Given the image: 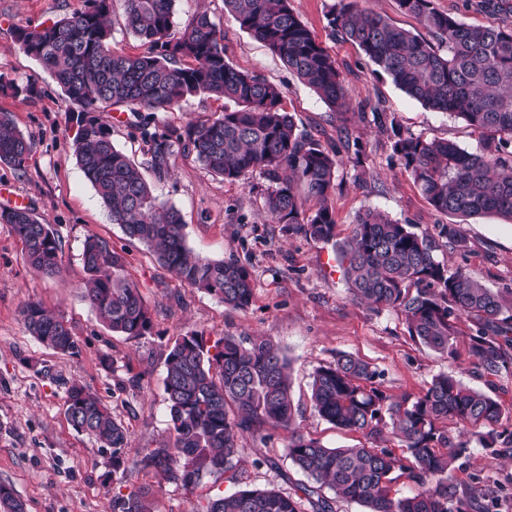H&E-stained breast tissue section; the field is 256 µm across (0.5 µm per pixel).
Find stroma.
Listing matches in <instances>:
<instances>
[{
	"instance_id": "obj_1",
	"label": "stroma",
	"mask_w": 512,
	"mask_h": 512,
	"mask_svg": "<svg viewBox=\"0 0 512 512\" xmlns=\"http://www.w3.org/2000/svg\"><path fill=\"white\" fill-rule=\"evenodd\" d=\"M338 0H292V7L316 40L335 58L351 104L371 100L402 129L428 138L448 139L476 150L479 139L454 116L433 111L408 97L376 70L354 45L329 35L328 14ZM84 0H0V80L24 86L23 94L0 91V112L9 113L31 139L33 151L23 172L0 165V188L26 197L29 208L52 225L62 243V269L48 277L31 268L21 243L0 224V484L10 486L25 512H112V451L94 437L76 432L65 417L66 385L78 382L93 392L128 433L125 456L136 462L146 449L169 437L163 378L165 360L177 336L203 330L218 338H264L290 361L294 426L329 447L361 446L366 437L341 430L316 412L311 400L315 369L337 353L356 355L378 368L393 397L421 395L432 377L451 372L464 384L484 389L468 370V345L459 339L458 362L416 343L393 311H375L352 299L336 263L334 244H323L272 223L263 206L269 185L260 173L230 181L212 175L194 154L176 153L166 175L146 163L147 146L135 128L136 116L107 107L100 119L115 146L140 168L159 198L176 207L188 248L212 260L234 259L255 282L246 310L224 307L214 296L181 285L155 260L151 250L129 240L113 224L107 208L76 163L77 124L71 102L42 65L16 44L17 28L48 25L83 9ZM207 11L223 29L227 61L253 72L284 91L283 107L299 128L315 138H336L347 127L359 149L341 151L343 164L329 203L335 211L336 239L351 237L355 215L363 209L384 212L414 231L438 234L451 218L435 212L410 175L390 162L391 140L371 120L334 111L299 81L268 47L225 13L224 0H175L177 20ZM225 103L204 95L181 109L159 112V130H184L213 121ZM466 251L442 244L437 252L449 268L464 267L487 288L512 290V224L495 216L461 219ZM107 240L126 259L125 274L137 284L151 317L147 336L130 339L107 329L84 299L85 239ZM37 302L69 322L80 347L61 355L30 336L22 309ZM234 475L204 474L192 489L165 483L154 489L156 512H192L208 498L238 486L294 491L307 478L287 458L289 433L245 435L238 441ZM460 490L476 493L486 480L505 486L500 512H512V460L472 445L454 472Z\"/></svg>"
}]
</instances>
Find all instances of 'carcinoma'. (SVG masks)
Instances as JSON below:
<instances>
[{"label":"carcinoma","mask_w":512,"mask_h":512,"mask_svg":"<svg viewBox=\"0 0 512 512\" xmlns=\"http://www.w3.org/2000/svg\"><path fill=\"white\" fill-rule=\"evenodd\" d=\"M124 2L127 28L149 44L144 54L112 48V0H86L83 10L50 26L19 28L15 41L76 105L75 159L112 223L151 249L160 266L182 284L244 310L254 297L249 270L236 261L192 253L178 210L160 200L139 167L116 148L111 129L96 112L116 106L139 116L148 164L159 175L168 171L178 149L226 180L261 171L270 182L264 196L270 219L315 242L336 238L328 199L342 163L339 147L323 145L297 128L282 108V88L226 62L224 34L207 12L188 18L174 39V0ZM397 4L438 45L360 9L358 0H339L331 8V35L355 44L409 97L466 121L479 133L480 148L468 152L452 141L426 138L392 123L387 127L392 159L412 176L436 212L493 215L512 223V0L476 3L484 12L505 17L495 26L464 24L437 10L433 0ZM224 9L330 105L348 108L336 61L300 21L290 0H224ZM198 95L231 101L235 108L182 133H159L149 117L141 116L173 110ZM32 148L9 114L1 112L0 163L21 172ZM308 199L317 203L309 214L303 211ZM0 223L9 225L22 243L32 268L46 276L60 274L62 245L51 225L29 209L8 208L0 210ZM439 237L459 251L466 248L459 224L441 225ZM438 248L431 235L368 208L356 214L338 263L354 300L401 314L414 341L453 361L459 359L457 321L468 319L472 374L494 388L495 380L512 376V294L495 292L461 269L448 270L437 259ZM82 261L89 275L84 298L102 324L129 338L146 336L151 317L139 288L125 276V258L92 236L84 241ZM22 317L26 331L43 345L63 355L79 353L64 317L35 302L24 307ZM163 383L169 438L147 449L134 468L189 490L206 472L234 469L243 434L285 429L290 431L288 459L314 482L293 494L240 488L192 512H333L332 501L321 494L324 487L366 512H493L502 496L499 483L488 486L482 502L459 491L452 464L467 456L473 443L512 458V430L469 431L473 425L498 422L502 404L449 372L434 376L422 395L394 399L381 373L349 353L315 370L311 398L319 415L374 442L388 431L400 443L399 455L381 445L331 448L296 431L290 364L266 339L243 342L224 335L213 340L203 330L189 331L171 346ZM65 415L76 431L112 449L113 512H153L149 485L123 493L131 473L124 425L78 384L66 389ZM448 420L455 429L444 425ZM402 477L417 486L416 493L392 494L391 484ZM0 508L24 512L13 489L3 484Z\"/></svg>","instance_id":"1"}]
</instances>
